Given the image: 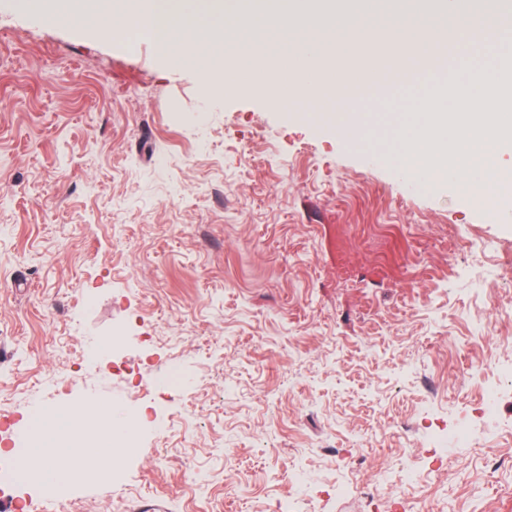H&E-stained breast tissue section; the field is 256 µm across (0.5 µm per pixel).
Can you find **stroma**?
Wrapping results in <instances>:
<instances>
[{"label":"stroma","instance_id":"35a3bbf8","mask_svg":"<svg viewBox=\"0 0 512 512\" xmlns=\"http://www.w3.org/2000/svg\"><path fill=\"white\" fill-rule=\"evenodd\" d=\"M201 82L148 40L0 7V444L45 407L153 402L120 480L0 481V512H394L378 478L416 461L425 512H512V386L483 445L413 429L512 364V218L390 155L432 82L366 101L365 147Z\"/></svg>","mask_w":512,"mask_h":512}]
</instances>
